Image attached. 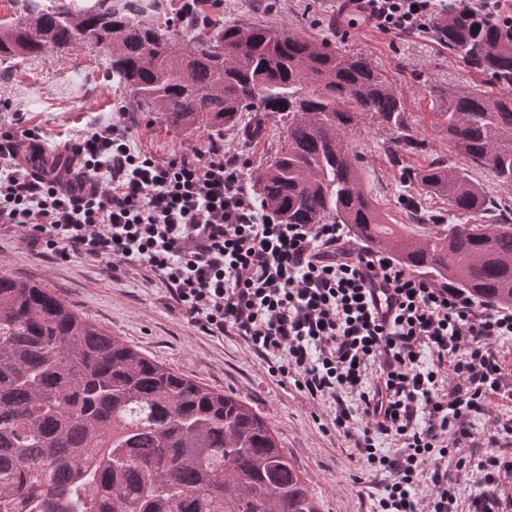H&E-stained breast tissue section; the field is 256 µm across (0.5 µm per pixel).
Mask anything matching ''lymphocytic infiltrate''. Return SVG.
<instances>
[{
    "label": "lymphocytic infiltrate",
    "mask_w": 512,
    "mask_h": 512,
    "mask_svg": "<svg viewBox=\"0 0 512 512\" xmlns=\"http://www.w3.org/2000/svg\"><path fill=\"white\" fill-rule=\"evenodd\" d=\"M345 6L407 34L429 29L434 0ZM116 110L118 120L65 142L63 177L21 154L39 153L40 128L0 129V224L62 261L145 269L189 324L241 337L270 376L328 404L324 429L351 441L353 460L386 474L374 512H464L456 473L477 471L491 486L512 474L499 451H461L470 417L504 387L495 343L512 336L511 310L351 249L343 225L279 223L251 193L239 154L217 146L156 159L132 147L127 105ZM378 285L390 292L384 314ZM380 436L395 455L379 452Z\"/></svg>",
    "instance_id": "1"
}]
</instances>
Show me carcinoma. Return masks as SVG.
<instances>
[{"label": "carcinoma", "mask_w": 512, "mask_h": 512, "mask_svg": "<svg viewBox=\"0 0 512 512\" xmlns=\"http://www.w3.org/2000/svg\"><path fill=\"white\" fill-rule=\"evenodd\" d=\"M0 63L80 45L109 61L136 107L187 133L284 137L255 172L263 208L284 224L348 226L402 266L473 300L512 308V212L438 158L419 196L491 224H390L364 191L348 140L364 120L393 131L398 165L418 152L404 93L363 55L264 22L171 17L164 0H12ZM183 31L171 41L163 28ZM432 27L488 83L448 91V147L512 185V36L464 9ZM0 512H319L306 482L247 404L144 356L56 292L0 274Z\"/></svg>", "instance_id": "obj_1"}]
</instances>
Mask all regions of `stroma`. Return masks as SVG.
Returning <instances> with one entry per match:
<instances>
[{
  "label": "stroma",
  "instance_id": "35a3bbf8",
  "mask_svg": "<svg viewBox=\"0 0 512 512\" xmlns=\"http://www.w3.org/2000/svg\"><path fill=\"white\" fill-rule=\"evenodd\" d=\"M343 5V0H271L270 8L262 12L256 0H223L221 10L228 22L260 15L271 25L294 28L366 56L404 90L409 125L424 145L423 152L407 159V166L419 168L435 157H450L455 165L466 167L497 208L512 207V185L502 183L490 169L467 166L465 159L451 155L439 117L449 89L478 84L480 76L450 53L435 33H383L365 22H351ZM108 69L102 53L79 45L51 49L15 64L0 76V126L19 130L39 125L50 152L61 151L65 140L112 121L113 104L132 102L131 92L108 78ZM128 124L134 148L159 159L211 144L234 151L248 162L244 171L248 180L280 141L276 125L266 141L255 144L234 131L221 136L187 134L160 115L135 109ZM389 136L388 130L365 122L350 133L349 140L362 158L364 189L392 223L402 224L406 217L397 203L402 177L386 155ZM1 273L52 288L77 312L145 356L248 403L270 422L280 447L305 474L320 512H372L376 498L383 494L386 477L356 469L349 461L348 441L321 429L318 419L324 416V407L309 403L294 387L280 386L240 337L211 336L188 324L169 309L166 290L146 281L141 271L114 273L84 257L61 264L33 252L21 234L0 228ZM496 351L506 391L492 397L488 411L470 420L473 437L464 451L476 458L494 444L512 448V433L504 429L512 422V336L498 340Z\"/></svg>",
  "mask_w": 512,
  "mask_h": 512
}]
</instances>
